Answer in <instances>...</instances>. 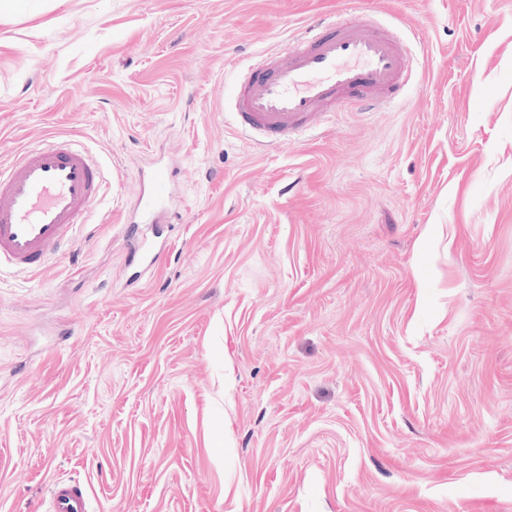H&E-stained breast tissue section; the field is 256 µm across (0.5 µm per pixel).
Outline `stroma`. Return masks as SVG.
<instances>
[{
  "instance_id": "35a3bbf8",
  "label": "stroma",
  "mask_w": 512,
  "mask_h": 512,
  "mask_svg": "<svg viewBox=\"0 0 512 512\" xmlns=\"http://www.w3.org/2000/svg\"><path fill=\"white\" fill-rule=\"evenodd\" d=\"M352 5L418 57L399 105L256 149L234 72ZM56 134L103 196L0 270V512H512V0L1 8L0 168ZM173 176V170L167 167L152 172L138 204L142 224H171L180 220L168 205ZM51 508L53 512H89V501L82 490L56 481L51 488Z\"/></svg>"
}]
</instances>
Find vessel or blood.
Segmentation results:
<instances>
[{"instance_id":"b4317fda","label":"vessel or blood","mask_w":512,"mask_h":512,"mask_svg":"<svg viewBox=\"0 0 512 512\" xmlns=\"http://www.w3.org/2000/svg\"><path fill=\"white\" fill-rule=\"evenodd\" d=\"M413 59L372 15L315 23L236 75L232 115L260 145H285L345 108L379 110L405 85ZM97 161L72 140L44 139L0 168V267L26 273L71 243L99 197ZM173 172L155 169L139 200L146 224H169ZM52 512H89L85 493L51 488Z\"/></svg>"}]
</instances>
